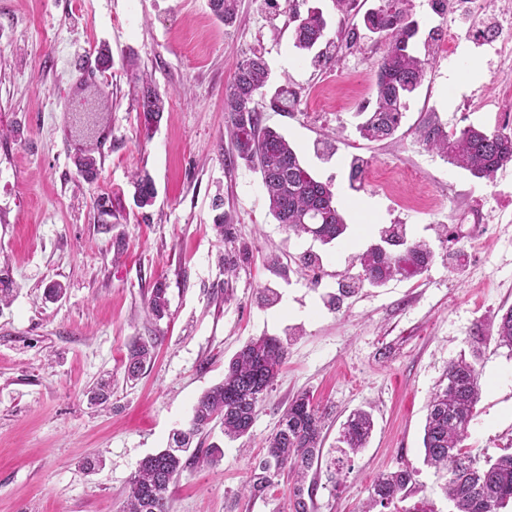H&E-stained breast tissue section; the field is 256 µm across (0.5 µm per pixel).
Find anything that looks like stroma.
Segmentation results:
<instances>
[{
    "label": "stroma",
    "mask_w": 512,
    "mask_h": 512,
    "mask_svg": "<svg viewBox=\"0 0 512 512\" xmlns=\"http://www.w3.org/2000/svg\"><path fill=\"white\" fill-rule=\"evenodd\" d=\"M376 2L357 0L343 16L333 0H238L228 26L209 0H0V275L13 288L0 306V512H123L139 463L189 427L198 397L258 336L280 337L288 355L250 438L228 440L217 423L200 434L223 457L183 472L169 512H293L287 475L260 496L243 485L302 392L332 410L304 484L309 512H360L374 479L405 467L416 473L409 502L448 512L444 479L423 461L427 405L449 361L470 355L475 332L512 308V167L484 184L427 151L416 129L512 133V101L495 103L512 64L489 70L476 41L449 64L444 0H413L415 49L432 67L398 131L365 140L358 112L374 98L385 51L363 23ZM311 6L328 21L327 41L304 55L292 14ZM255 52L271 71L267 95L297 97L285 112L263 108L264 124L336 188L348 229L332 243L277 224L260 174L233 158L224 91ZM146 80L166 98L149 131L138 119ZM86 155L97 161L93 182L77 167ZM357 163L395 180L350 189ZM137 173L157 191L145 213L133 201ZM100 194L111 200L105 216ZM219 216L230 238L217 236ZM393 224L428 243L433 263L358 286V255ZM304 254L319 259L309 276L297 271ZM56 282L62 297L46 299ZM160 282L170 307L156 319L147 299ZM136 336L153 337L156 352L131 384L122 362ZM478 368L466 445L494 459L512 452V348L488 341ZM106 375L102 409L87 391ZM359 408L372 413V437L330 481L338 430ZM98 455L103 467L80 468Z\"/></svg>",
    "instance_id": "35a3bbf8"
}]
</instances>
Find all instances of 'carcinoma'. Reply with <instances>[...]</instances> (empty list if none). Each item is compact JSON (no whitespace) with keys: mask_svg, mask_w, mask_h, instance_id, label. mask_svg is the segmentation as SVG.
Listing matches in <instances>:
<instances>
[{"mask_svg":"<svg viewBox=\"0 0 512 512\" xmlns=\"http://www.w3.org/2000/svg\"><path fill=\"white\" fill-rule=\"evenodd\" d=\"M212 12L224 23L237 16V0H209ZM293 45L309 53L326 37L327 21L321 10L296 14ZM365 28L382 37L386 50L377 64L376 94L372 107L362 108L365 117L357 126L360 136L380 140L395 134L401 125L407 101L423 84L431 66L412 48L419 31L413 19L411 0H378L363 18ZM270 81L268 65L261 55L239 63L233 81L224 94V119L235 145V159L260 173L266 191L268 211L275 220L299 235L310 234L329 244L347 229L337 205L336 192L329 183L317 180L302 163L296 150L279 132L263 124L259 97ZM140 120L149 130L160 122L164 99L154 89L142 92ZM420 142L430 151L472 177L491 184L499 171L512 165V135L504 130L489 131L466 127L445 132L437 126L420 130ZM134 203L144 209L154 204L157 192L146 175L133 178ZM381 240L399 247L382 251L371 247L359 256L362 283L385 285L397 276L422 274L432 262L426 243L408 241L405 229L384 231ZM169 299L163 286L154 288L147 300L152 315L161 318ZM496 342L512 347V308L503 312L495 325ZM155 342L141 336L127 345L123 361L124 378L141 376L153 357ZM287 347L276 338L248 339L230 360L222 383L204 393L194 406L191 427L173 436V446L146 457L126 487L124 512H169L171 488L181 474L195 465H214L223 456L219 445L203 450L191 448L194 436L218 422L225 436L238 439L249 435L265 391L279 377ZM112 394V380L103 379L87 392L90 402L106 403ZM481 381L476 361L460 358L448 369L428 405L424 435V462L444 473V489L452 505L450 512H500L512 503V454L483 460L466 448L470 424L480 399ZM328 408L313 402L305 392L291 400L278 427L266 440V461L277 472L286 471L303 481L322 455L323 430ZM374 428L370 412L358 409L342 424L337 442L344 454H357L367 447ZM269 467L250 478L254 493L273 485ZM415 473L400 469L380 475L371 489V503L387 508L406 500Z\"/></svg>","mask_w":512,"mask_h":512,"instance_id":"carcinoma-1","label":"carcinoma"}]
</instances>
